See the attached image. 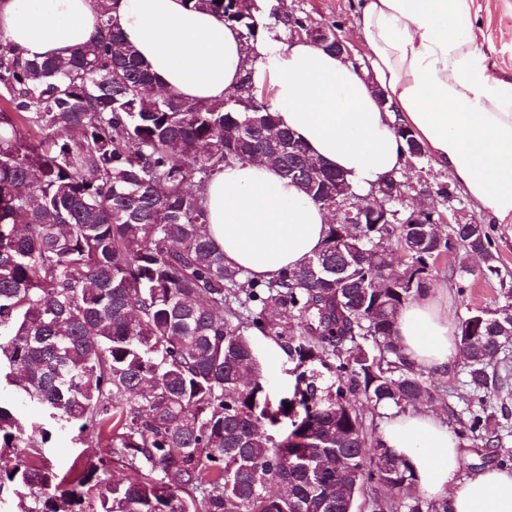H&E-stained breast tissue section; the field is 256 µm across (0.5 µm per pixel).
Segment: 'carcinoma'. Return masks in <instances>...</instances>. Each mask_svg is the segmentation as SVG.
<instances>
[{
  "mask_svg": "<svg viewBox=\"0 0 512 512\" xmlns=\"http://www.w3.org/2000/svg\"><path fill=\"white\" fill-rule=\"evenodd\" d=\"M256 39L251 0H186ZM153 78L100 0L92 39L70 58L29 59L0 41V382L41 406L27 420L0 400V492L10 512H451L406 499L407 459L366 424L370 408L403 412L435 386L394 336L401 308L425 292L439 261L460 253L499 274L482 224L440 238L417 224H330L323 248L269 281L224 264L199 190L270 142L282 176L321 207L349 183L334 170L299 179L309 153L268 99L209 102L150 93ZM45 132L32 141L24 132ZM404 239L405 267L380 250ZM361 254L345 279L341 248ZM279 344L292 387L270 393L253 337ZM468 385L502 386L512 346V291L459 325ZM291 409H285V404ZM489 416L458 434L499 451ZM80 432L135 470L116 479L93 463L64 474L43 461L54 429Z\"/></svg>",
  "mask_w": 512,
  "mask_h": 512,
  "instance_id": "1",
  "label": "carcinoma"
}]
</instances>
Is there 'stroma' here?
I'll return each instance as SVG.
<instances>
[{"mask_svg":"<svg viewBox=\"0 0 512 512\" xmlns=\"http://www.w3.org/2000/svg\"><path fill=\"white\" fill-rule=\"evenodd\" d=\"M255 4L262 18L267 17L271 7L275 6L282 13L305 18L314 24L336 23L337 33L349 47L354 62L366 64L367 50L352 28L358 0H255ZM473 8L481 30L479 47L490 70L512 81V0H474ZM397 178L415 185L447 186L449 199L428 197L424 200L425 205L442 212L455 208L461 212L465 222L471 224L487 221L478 205L452 183L447 172L439 169L432 158H424L413 166L404 165ZM490 235L498 257V274H485L484 261L470 255L466 262L475 274L469 277L466 289L458 287L457 264L451 258L439 262L427 281L428 286L439 285L447 290L455 319L465 318L472 309H496L503 293L512 289V239L501 237L495 228L491 229ZM506 370V383L484 403L466 386L459 366L440 373L427 372L426 377L436 386L437 395L434 400L424 403L423 408L437 414L446 423L455 413L465 417L473 410H487L491 417L490 427L499 436L502 449L512 451V357L507 360ZM43 456L60 473L66 472L77 458L104 466L118 478L128 473L116 455L108 453L105 448L88 445L80 440L74 429L55 434Z\"/></svg>","mask_w":512,"mask_h":512,"instance_id":"1","label":"stroma"}]
</instances>
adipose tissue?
<instances>
[{"instance_id":"adipose-tissue-1","label":"adipose tissue","mask_w":512,"mask_h":512,"mask_svg":"<svg viewBox=\"0 0 512 512\" xmlns=\"http://www.w3.org/2000/svg\"><path fill=\"white\" fill-rule=\"evenodd\" d=\"M155 89L221 102L243 75L268 95L282 128L351 183L367 188L401 169L397 126L412 129L436 165L491 224L512 228V82L493 74L478 47L473 0H362L354 29L368 68L306 40H257L184 0H106ZM97 0H0V36L30 58H69L95 31ZM207 230L226 265L271 280L323 247L328 212L272 162L217 171L201 191ZM395 334L417 368L459 359L448 298L433 289L399 312ZM383 443L408 459L415 485L453 512H512V471L456 477V436L435 415L392 416Z\"/></svg>"}]
</instances>
